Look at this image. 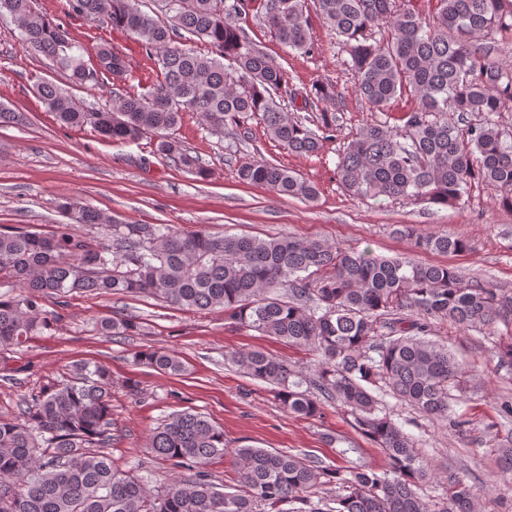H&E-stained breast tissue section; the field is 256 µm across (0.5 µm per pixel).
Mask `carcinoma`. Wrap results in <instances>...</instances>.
Returning <instances> with one entry per match:
<instances>
[{
	"label": "carcinoma",
	"instance_id": "obj_1",
	"mask_svg": "<svg viewBox=\"0 0 512 512\" xmlns=\"http://www.w3.org/2000/svg\"><path fill=\"white\" fill-rule=\"evenodd\" d=\"M148 13L138 0H66L68 14L127 33L153 60L157 80L146 94L122 88L134 71L122 47L103 41L85 61L62 20L37 12L32 0H0L26 46L40 52L70 84L101 88L112 80L110 109H89L52 81L36 87L47 111L64 126L90 125L107 142H155V151L201 179L200 158L174 136L184 112L199 116L212 135L237 134L257 120L264 135L290 153L317 154L344 136L334 105L336 84L319 82L292 116L281 104L293 86L287 68L239 25L244 0H158ZM322 23L341 39L357 88L384 112L411 95L418 106L388 121L364 125L338 155L340 185L358 198L407 197L440 206L460 203L472 181L504 191L512 208V130L501 113L512 112V72L490 48L475 47L478 34L512 29V0H314ZM259 21L270 37L309 54L314 40L308 0H260ZM388 27L387 38L376 39ZM194 37L207 53L182 48ZM457 113L461 120L448 119ZM239 181L279 195L313 200L314 184L287 167L244 160ZM60 209L96 229L101 242L67 229L44 236L20 226H0V350L21 347L54 330L58 315L48 298L73 293L150 296L181 310H224L239 327L290 345L309 347L321 361L306 379L297 366L260 350L231 361L247 376L274 387L281 407L314 417L320 399L340 403L353 426L382 449V469L364 462L332 468L266 448H228L224 430L185 409L154 430L149 448L183 476L154 485L152 475L125 472L112 446V374L102 364L75 366L70 378L31 397L12 419H0V512H476L469 486L453 476L448 501L417 493L433 472L408 434L383 412L391 395L420 412L448 420L451 384L463 377L456 357L430 335L429 320L446 318L462 328L491 330L512 323V297L492 284L465 280L448 265L421 264L355 252L324 239L291 236L185 234L166 224H119L104 212L69 198ZM423 251L457 254L462 237L414 236ZM109 336L140 329L117 312L102 321ZM135 359L178 375L185 365L174 352L150 347ZM232 456L239 484L218 486L206 470ZM336 488L331 502L324 490Z\"/></svg>",
	"mask_w": 512,
	"mask_h": 512
}]
</instances>
